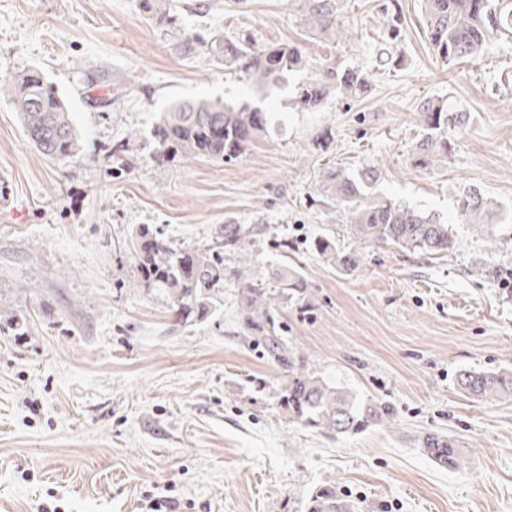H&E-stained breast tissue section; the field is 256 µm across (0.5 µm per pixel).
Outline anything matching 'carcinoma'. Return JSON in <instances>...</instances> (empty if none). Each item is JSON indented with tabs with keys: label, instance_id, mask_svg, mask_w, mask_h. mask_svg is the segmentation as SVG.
<instances>
[{
	"label": "carcinoma",
	"instance_id": "carcinoma-1",
	"mask_svg": "<svg viewBox=\"0 0 512 512\" xmlns=\"http://www.w3.org/2000/svg\"><path fill=\"white\" fill-rule=\"evenodd\" d=\"M303 24L327 38L336 37L342 0H298ZM428 39L435 56L453 65L475 59L495 39L512 36V0H422ZM382 14L387 19V38L399 40L398 0H385ZM210 49L224 56V65L258 91L279 86L287 77L303 70L307 60L294 44L257 47L246 39L214 36ZM372 90V74L355 67H341L335 60L324 62L296 87L294 105L301 112L321 110L331 97L362 98ZM10 98L19 112L27 142L50 159H64L78 150V135L69 111L53 85L37 68H28L0 81V95ZM417 112L423 137L417 145L421 163L429 165L448 153V127L464 122L463 115L448 108L443 99L422 101ZM269 117L259 105L248 101L214 104L207 101L178 102L153 125L157 159H210L238 161L258 140L266 136ZM379 180L371 166L350 171L329 165L323 171V187L346 215V229L354 247L340 250L329 237L312 247L345 270L355 266V246L390 245L413 255H445L459 246L448 222L431 213L407 206L393 198L377 195ZM466 224H486L497 205L470 190L457 199ZM263 232L257 224L229 221L224 235L200 246L186 247L141 225L132 233L128 251L137 269V287L162 292L171 302L174 324L193 325L210 317L223 302L221 290L228 275L227 262L247 252ZM485 276L512 288L508 269L483 265ZM307 282L300 270L289 265L274 274L270 288L260 283H238V321L241 329L264 356L283 373L286 382L278 400L305 428L334 437L366 431L391 415L385 402L363 400L342 387L302 352L288 342L281 316V302L291 301L306 312ZM464 393L481 398L512 397V371L463 370L455 378ZM423 450L440 467L459 471L464 466L460 449L449 436H424ZM331 484L316 488L307 512H354Z\"/></svg>",
	"mask_w": 512,
	"mask_h": 512
}]
</instances>
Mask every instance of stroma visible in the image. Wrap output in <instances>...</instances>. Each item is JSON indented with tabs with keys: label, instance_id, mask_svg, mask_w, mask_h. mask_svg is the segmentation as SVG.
I'll use <instances>...</instances> for the list:
<instances>
[{
	"label": "stroma",
	"instance_id": "1",
	"mask_svg": "<svg viewBox=\"0 0 512 512\" xmlns=\"http://www.w3.org/2000/svg\"><path fill=\"white\" fill-rule=\"evenodd\" d=\"M399 3L404 62L385 70L380 0H344L333 41L309 34L296 0H166L170 24L142 0H0V79L40 68L79 136L73 157L47 159L0 96V512H306L329 483L359 512H512V400L455 384L464 368L512 370V290L480 268H512V41L448 66L422 0ZM213 31L297 44L310 68L332 57L373 72V89L297 111L292 88L264 98L209 47L183 53ZM429 97L465 121L424 166L417 107ZM198 99H259L274 121L238 162H159V113ZM328 165L375 167L376 193L440 215L459 248L416 258L369 245L354 269L328 262L315 236L348 243L321 189ZM468 189L496 202L493 223L463 222ZM230 218L268 231L220 312L174 325L167 298L134 285L132 230L194 246ZM283 235L312 311L303 321L285 304L289 341L392 409L358 435L289 417L274 399L282 372L243 337L237 283L272 284ZM429 433L456 439L463 472L424 454Z\"/></svg>",
	"mask_w": 512,
	"mask_h": 512
}]
</instances>
